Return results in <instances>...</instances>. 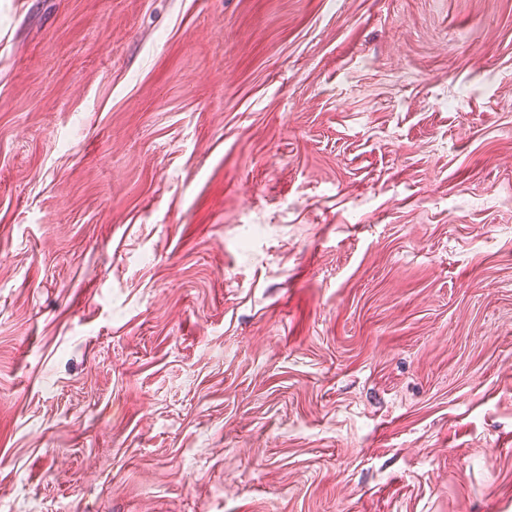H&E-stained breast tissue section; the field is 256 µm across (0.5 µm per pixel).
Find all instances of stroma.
Here are the masks:
<instances>
[{
	"label": "stroma",
	"instance_id": "stroma-1",
	"mask_svg": "<svg viewBox=\"0 0 512 512\" xmlns=\"http://www.w3.org/2000/svg\"><path fill=\"white\" fill-rule=\"evenodd\" d=\"M0 512H512V0H0Z\"/></svg>",
	"mask_w": 512,
	"mask_h": 512
}]
</instances>
